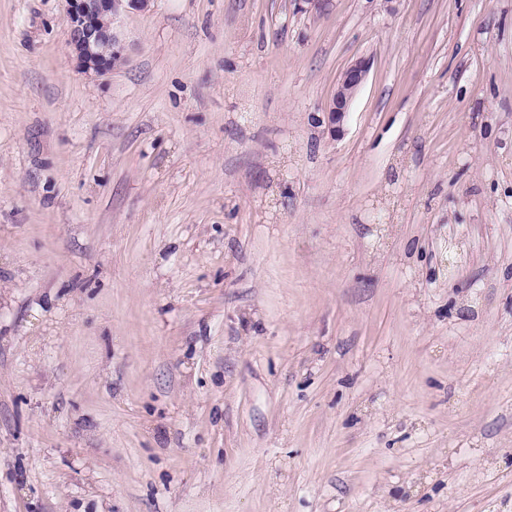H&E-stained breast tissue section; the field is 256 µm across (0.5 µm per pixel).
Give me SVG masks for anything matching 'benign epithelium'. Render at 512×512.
<instances>
[{"label":"benign epithelium","instance_id":"7a95c632","mask_svg":"<svg viewBox=\"0 0 512 512\" xmlns=\"http://www.w3.org/2000/svg\"><path fill=\"white\" fill-rule=\"evenodd\" d=\"M70 20L69 46L84 73L103 75L122 57L124 45L117 21L130 11H144L151 0H65ZM369 62L358 60L339 76L326 114L328 130L341 134L352 103L367 79Z\"/></svg>","mask_w":512,"mask_h":512}]
</instances>
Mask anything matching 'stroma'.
I'll return each mask as SVG.
<instances>
[{
	"label": "stroma",
	"instance_id": "1",
	"mask_svg": "<svg viewBox=\"0 0 512 512\" xmlns=\"http://www.w3.org/2000/svg\"><path fill=\"white\" fill-rule=\"evenodd\" d=\"M121 31L0 0V512H512V0ZM152 0H65L70 20L69 46L83 73L103 75L122 57L124 45L117 21L144 11ZM369 62L358 60L348 66L339 76L336 88L330 97L326 114L331 136H339L350 113L352 103L367 79Z\"/></svg>",
	"mask_w": 512,
	"mask_h": 512
}]
</instances>
